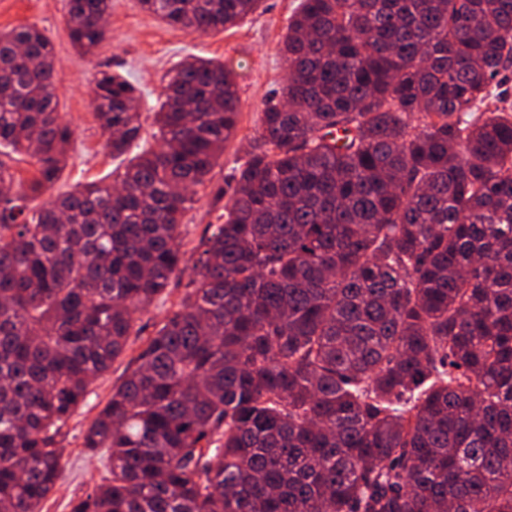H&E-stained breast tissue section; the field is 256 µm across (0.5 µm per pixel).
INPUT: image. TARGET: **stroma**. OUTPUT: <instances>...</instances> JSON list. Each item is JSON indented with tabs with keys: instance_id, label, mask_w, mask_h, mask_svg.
Instances as JSON below:
<instances>
[{
	"instance_id": "stroma-1",
	"label": "stroma",
	"mask_w": 512,
	"mask_h": 512,
	"mask_svg": "<svg viewBox=\"0 0 512 512\" xmlns=\"http://www.w3.org/2000/svg\"><path fill=\"white\" fill-rule=\"evenodd\" d=\"M298 3L299 0H263L260 9L237 26L193 35L142 11L138 0H112L107 39L95 55L85 56L74 48L68 35L67 0H0V30L35 25L50 39L59 110L73 130L68 164L61 179L51 192L35 198L33 207H40L51 194L72 191L92 179L105 177L118 165L106 146V136L92 105V77L96 71L120 72L138 88L143 124L141 144L154 148L159 140L152 112L161 99L166 72L189 55L219 61L234 74L241 102L240 117L236 137L225 145L210 181L198 187L182 219L181 250L186 260H195L207 226L222 221L226 181L250 148L258 129L262 101L280 90L286 81L288 68L280 44ZM188 282L185 274L172 280L141 315L140 332L130 337L128 355H135L144 339L152 336L162 320L176 310ZM125 368V361H117L91 383L87 405L77 410L65 429L63 476L42 503L40 512H70L72 499L91 493L107 477L106 453H88L82 446V433L110 398L113 387L120 383Z\"/></svg>"
}]
</instances>
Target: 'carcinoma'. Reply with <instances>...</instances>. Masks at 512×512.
I'll return each mask as SVG.
<instances>
[{"label": "carcinoma", "instance_id": "cac0c4a2", "mask_svg": "<svg viewBox=\"0 0 512 512\" xmlns=\"http://www.w3.org/2000/svg\"><path fill=\"white\" fill-rule=\"evenodd\" d=\"M191 34L263 0H138ZM112 0H67L93 55ZM245 161L187 268L182 218L240 99L222 63L168 73L159 147L28 206L73 130L51 41L0 31V512H39L63 429L139 316L190 272L83 435L111 479L71 512H512V0H300ZM112 157L135 86L99 71ZM37 175L16 182L12 163Z\"/></svg>", "mask_w": 512, "mask_h": 512}]
</instances>
